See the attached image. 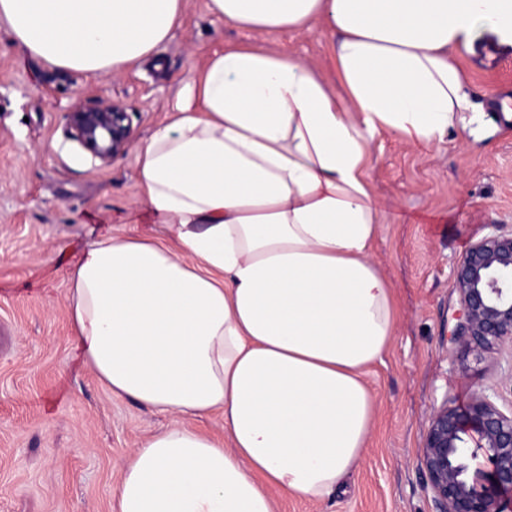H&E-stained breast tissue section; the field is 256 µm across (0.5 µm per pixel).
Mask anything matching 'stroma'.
<instances>
[{
  "label": "stroma",
  "mask_w": 512,
  "mask_h": 512,
  "mask_svg": "<svg viewBox=\"0 0 512 512\" xmlns=\"http://www.w3.org/2000/svg\"><path fill=\"white\" fill-rule=\"evenodd\" d=\"M479 40L456 64L481 113L477 129L439 145L383 132L368 179L384 230L373 258L395 299V336L366 380L376 418L360 466L321 500L278 498V512H436L421 467L429 415L486 391L512 409V350L475 355L450 344L459 296L454 268L492 225L512 230V45L485 63ZM290 52L335 81L323 28L265 35L184 0L183 23L152 55L97 76L30 55L0 22V512H112L127 458L170 415L112 397L74 359L69 275L93 233H158L137 212L140 144L170 122L182 81L213 51ZM121 102L135 137L101 167L65 134L76 104Z\"/></svg>",
  "instance_id": "stroma-1"
}]
</instances>
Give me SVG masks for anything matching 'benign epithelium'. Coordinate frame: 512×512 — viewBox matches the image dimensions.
Segmentation results:
<instances>
[{
  "instance_id": "1",
  "label": "benign epithelium",
  "mask_w": 512,
  "mask_h": 512,
  "mask_svg": "<svg viewBox=\"0 0 512 512\" xmlns=\"http://www.w3.org/2000/svg\"><path fill=\"white\" fill-rule=\"evenodd\" d=\"M66 134L106 167L126 152L134 130L116 102L78 104L66 114ZM460 309L451 344L481 355L512 348V232L493 230L471 244L456 266ZM475 434L490 470L471 471L464 436ZM421 466L438 512H502L498 495L512 490V412L493 398L475 394L465 405L446 403L431 414Z\"/></svg>"
}]
</instances>
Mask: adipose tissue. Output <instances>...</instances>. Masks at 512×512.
I'll return each mask as SVG.
<instances>
[{"instance_id":"1","label":"adipose tissue","mask_w":512,"mask_h":512,"mask_svg":"<svg viewBox=\"0 0 512 512\" xmlns=\"http://www.w3.org/2000/svg\"><path fill=\"white\" fill-rule=\"evenodd\" d=\"M184 0H0L31 55L96 75L156 51ZM257 32L321 20L331 86L291 53L229 47L185 78L138 149L139 203L165 240L100 237L69 277L74 348L112 396L175 415L127 460L117 512H277L331 494L375 417L366 381L394 336L372 258L366 168L393 130L465 122L457 54L512 45V0H208ZM218 416L224 433L191 427Z\"/></svg>"}]
</instances>
